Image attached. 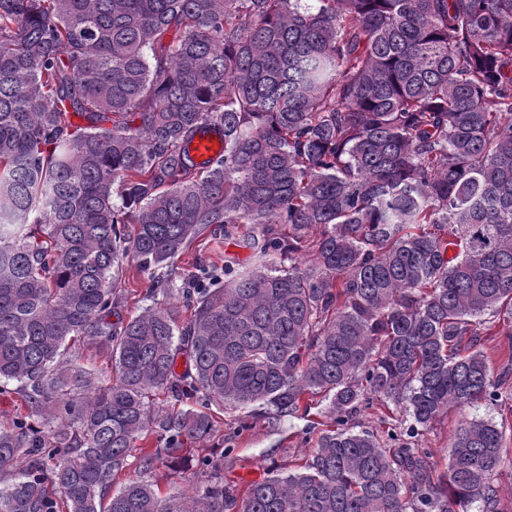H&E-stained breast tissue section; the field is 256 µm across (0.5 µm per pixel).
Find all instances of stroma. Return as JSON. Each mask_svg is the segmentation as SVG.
<instances>
[{
  "label": "stroma",
  "instance_id": "obj_1",
  "mask_svg": "<svg viewBox=\"0 0 512 512\" xmlns=\"http://www.w3.org/2000/svg\"><path fill=\"white\" fill-rule=\"evenodd\" d=\"M252 251L246 246L242 235L225 236L223 231L211 228L199 237L188 252L175 257L173 264L182 270L191 269L195 261L223 262L232 256L240 262H249ZM123 296L118 313L123 319H130L151 307L149 295V274L135 265H126L121 276ZM310 421L327 427L330 420L321 408H313ZM306 420V421H309ZM306 421L301 419L282 420L279 427H272L267 418L253 414L250 409L225 411L224 424L220 435L207 441L205 448L213 457L216 467L200 470L193 462H179L175 469L160 470L154 479L161 492L173 494L189 489L214 478H223L225 485L236 489L262 479L270 464L289 467L294 460L306 456L314 442L303 432ZM231 449V461H224V449Z\"/></svg>",
  "mask_w": 512,
  "mask_h": 512
}]
</instances>
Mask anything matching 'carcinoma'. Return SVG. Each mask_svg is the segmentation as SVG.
Listing matches in <instances>:
<instances>
[{
	"instance_id": "obj_1",
	"label": "carcinoma",
	"mask_w": 512,
	"mask_h": 512,
	"mask_svg": "<svg viewBox=\"0 0 512 512\" xmlns=\"http://www.w3.org/2000/svg\"><path fill=\"white\" fill-rule=\"evenodd\" d=\"M213 224L258 229L254 260L168 268ZM127 261L188 321L112 320ZM499 316L512 0H0V392L29 409L0 425V512H504L497 424L459 418L441 474L418 444L502 397ZM317 396L335 428L240 495L145 478L215 409ZM372 400L407 420L357 428ZM223 145V141L218 136L204 134L196 137L188 150L196 164L203 168L209 160L222 152Z\"/></svg>"
}]
</instances>
